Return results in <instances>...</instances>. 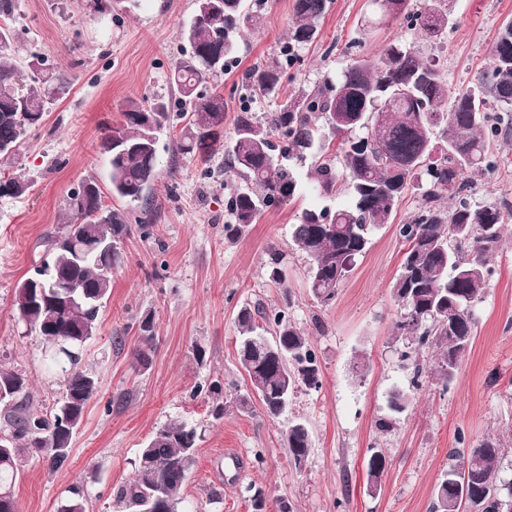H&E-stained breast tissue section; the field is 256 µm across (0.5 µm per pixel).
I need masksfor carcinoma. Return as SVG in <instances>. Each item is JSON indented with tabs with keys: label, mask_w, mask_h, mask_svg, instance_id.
I'll use <instances>...</instances> for the list:
<instances>
[{
	"label": "carcinoma",
	"mask_w": 512,
	"mask_h": 512,
	"mask_svg": "<svg viewBox=\"0 0 512 512\" xmlns=\"http://www.w3.org/2000/svg\"><path fill=\"white\" fill-rule=\"evenodd\" d=\"M180 36L188 53L179 59L172 83L179 111L166 104L146 107L130 101L121 123L101 137L99 148L110 165L112 195L139 204L135 223L126 212L104 206L97 183L93 196L76 202L67 197V220L47 237L50 274L34 273L41 287L39 303L24 306L30 279L16 287L18 321L40 337L44 361L62 368L63 396L46 411L31 406L27 376L0 368V420L10 430L0 434V512H18L14 493L22 457L36 452L55 468L69 457L72 438L87 403L97 394L95 373L81 369V350L98 325L100 308L112 291V272L121 263V245L131 234L149 239L154 214L148 204L159 165L160 132L185 121L176 151L210 161L224 131V96L209 93L206 84L226 71L246 29L263 25L262 0H195ZM329 0H295L296 20L288 34V53L280 62L249 68L242 85L252 96L277 97L287 67L297 51L317 37V23ZM377 26L397 19L434 42L447 36L449 0H382L374 8ZM70 81L41 60L22 70L10 52V32L0 27V148L11 158L28 134L39 127L48 105L64 97ZM512 112V21L498 33L489 65L471 85L452 93L433 58L411 45L389 43L378 55H352L338 79L329 77L285 99L257 117L246 106L237 113L233 138L224 150V166L241 176L245 187L226 198L234 223L224 225L237 235L264 211L291 201L299 180L292 162L310 161L307 178L323 197L347 193L346 202L331 208L305 209L292 225V239L309 262L308 285L318 304L336 299L341 282L356 258L364 255L372 229L390 223L399 201L417 186L418 207L398 232L407 249L392 296L400 308L396 330L401 359L415 363L406 390L390 395L395 413L427 383L448 388L470 348L475 321L472 307L485 293L488 261L499 248L512 204L473 200L477 178L499 163L498 141L512 136V122H492L491 111ZM343 138L335 157L324 156L328 138ZM443 146L436 149L435 139ZM470 243L462 254L458 241ZM282 254L267 253L268 276L279 282ZM66 280L81 289L65 295L55 283ZM275 328L270 341L258 332L256 318ZM237 355L251 387L235 397L241 410L258 399L271 419L281 416L297 388H317L320 369L305 333L286 311L244 308L238 314ZM154 318L138 320L135 366L150 365L155 346ZM434 352L425 370L417 358ZM288 454L300 467L308 459L312 438L307 425L293 421L282 430ZM199 435L185 422L158 427L138 452L133 477L121 485L115 505L121 512H181L179 491L196 461ZM454 460L435 492L432 512H512V479L499 476L500 443L484 440L471 448H453ZM384 454L366 462V480L377 489L386 468Z\"/></svg>",
	"instance_id": "1"
}]
</instances>
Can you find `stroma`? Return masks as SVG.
Listing matches in <instances>:
<instances>
[{
	"mask_svg": "<svg viewBox=\"0 0 512 512\" xmlns=\"http://www.w3.org/2000/svg\"><path fill=\"white\" fill-rule=\"evenodd\" d=\"M103 12L87 0H13L9 28L22 63L43 60L71 78L68 94L51 105L42 126L28 135L18 158L0 160V171H23L29 187L0 197V367L26 374L33 407L51 408L60 378L43 362L42 343L14 311L19 281L45 256V240L66 216L68 194L96 181L107 207L128 210L109 187L108 163L98 149L102 132L121 120L132 100L174 101L171 74L184 46L179 28L194 0H106ZM294 0H266L259 32L239 38L228 71L218 81L224 96L225 134L241 107L272 111L271 98H247L243 73L281 59L295 21ZM367 0H332L318 23L316 40L299 50L284 75L282 96L324 77H338L346 44L365 37V53L391 40L430 51L444 82L456 90L471 83L490 57L498 31L512 21V0H454L453 21L441 46H430L406 24L393 22L364 34ZM178 129L158 144L159 173L149 194L154 236L132 235L112 275V293L97 331L87 342L83 368L96 372L99 392L84 411L69 458L61 468L31 456L15 485L18 512H57L73 489L84 493L86 512H116L114 494L129 479L136 456L159 426L184 421L200 435L196 463L179 496L185 512H254L252 488H260L266 512L284 497L295 512H431L434 492L459 443L501 444V477H512V233L489 261L491 274L473 307L472 344L450 387H425L400 414H390L392 391L407 388L413 369L399 356L395 323L400 309L391 295L406 249L397 232L415 211L419 190H409L391 223L374 230L338 289L320 306L308 288V261L293 242L291 226L303 210L336 206L345 193L325 199L300 180L294 200L266 210L237 237L227 235L224 199L241 186L225 172L224 153L209 164L176 153ZM283 253L285 278L271 282L268 250ZM287 308L308 337L321 369L319 388H300L286 416L268 418L260 404L239 410L233 399L247 384L237 356L241 308ZM154 315L156 346L149 367H132L136 323ZM366 369L356 373L354 360ZM220 380L221 419L210 414V396L196 386ZM392 426L380 430L383 418ZM307 423L312 448L303 467L291 463L281 431L289 420ZM383 451L387 468L378 489L366 482L365 464Z\"/></svg>",
	"mask_w": 512,
	"mask_h": 512,
	"instance_id": "obj_1",
	"label": "stroma"
}]
</instances>
